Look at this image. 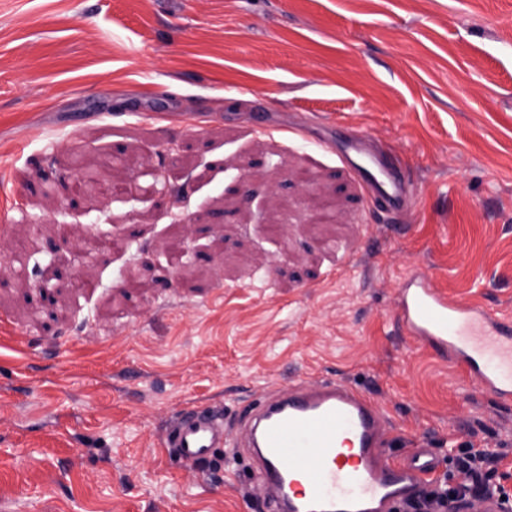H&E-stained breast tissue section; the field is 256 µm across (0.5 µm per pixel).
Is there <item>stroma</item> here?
<instances>
[{"label": "stroma", "mask_w": 512, "mask_h": 512, "mask_svg": "<svg viewBox=\"0 0 512 512\" xmlns=\"http://www.w3.org/2000/svg\"><path fill=\"white\" fill-rule=\"evenodd\" d=\"M333 125L412 212L369 209ZM416 271L512 315V0H0V512H263L249 458L167 431L325 380L394 458L505 453L512 494V409L395 324ZM230 430H224L222 415L209 412L186 413L178 418L167 432L165 445L181 459L199 461L214 448L228 444Z\"/></svg>", "instance_id": "obj_1"}]
</instances>
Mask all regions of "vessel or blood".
<instances>
[{
  "mask_svg": "<svg viewBox=\"0 0 512 512\" xmlns=\"http://www.w3.org/2000/svg\"><path fill=\"white\" fill-rule=\"evenodd\" d=\"M325 145L350 170L372 210L397 217L411 209L408 181L387 156L341 135ZM397 299L404 334L462 366L491 403L512 405L511 317L493 315L478 302L449 300L417 272L403 278ZM239 427L234 439L223 416L187 413L172 424L165 445L189 462L230 440L250 449L258 460L254 477L268 489L265 512H396L442 469L422 444L403 462H392L385 450L386 411L372 395L341 381L299 384L284 397L266 394Z\"/></svg>",
  "mask_w": 512,
  "mask_h": 512,
  "instance_id": "1",
  "label": "vessel or blood"
}]
</instances>
